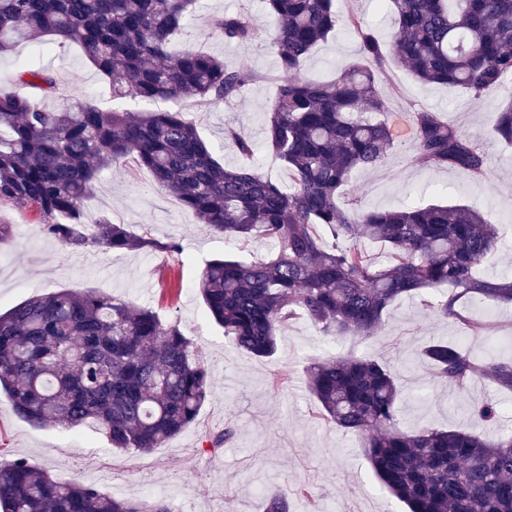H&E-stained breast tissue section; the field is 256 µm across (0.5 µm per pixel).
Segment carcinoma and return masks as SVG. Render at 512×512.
<instances>
[{
    "label": "carcinoma",
    "mask_w": 512,
    "mask_h": 512,
    "mask_svg": "<svg viewBox=\"0 0 512 512\" xmlns=\"http://www.w3.org/2000/svg\"><path fill=\"white\" fill-rule=\"evenodd\" d=\"M197 2L0 0V55L36 37H61L80 45L114 97L218 106L255 76L212 54L170 50ZM386 2L395 16L388 40L350 19L362 59L337 80L321 81L297 73L335 29V0H265L278 21L271 47L282 72L295 75L266 111L267 143L291 183L253 165L224 167L181 111L106 112L80 97L47 110L0 88V204L27 205L39 216V231L74 252L176 253L178 244L134 236L106 217L90 234L76 220L102 170L114 163L148 169L211 233L242 249L253 239L271 244L263 260L209 261L196 284L224 336L256 357L274 355L279 332L299 317L335 338L370 339L393 302L417 296L470 337L481 336L484 323L459 302L477 296L488 305L512 304V277L474 275L498 246L497 225L463 205L345 209L339 196L353 172L380 166L393 147L375 72L392 64L424 85L490 95L512 76V0ZM210 23L229 44L256 33L246 12ZM19 79L38 92L56 87L55 75L41 68ZM414 125L415 160L487 177V156L443 113L417 112ZM493 130L512 143V106L496 110ZM224 137L253 155L237 129L225 128ZM323 229L349 245H327ZM362 239L387 245V260L370 261ZM420 360L441 384L465 390L482 381L512 391V360L476 359L445 340L426 345ZM307 385L325 420L362 437L375 475L409 512H512V435L488 441L467 430L402 429L396 375L371 358L314 362ZM209 386L208 367L179 326L126 299L61 289L0 314V391L35 426L95 424L112 449L146 453L195 421ZM498 414L491 398L472 408L482 422ZM0 512L171 509L163 500L114 498L16 460L0 465ZM266 512H290L288 498L269 492Z\"/></svg>",
    "instance_id": "carcinoma-1"
}]
</instances>
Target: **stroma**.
I'll return each instance as SVG.
<instances>
[{"label":"stroma","instance_id":"obj_1","mask_svg":"<svg viewBox=\"0 0 512 512\" xmlns=\"http://www.w3.org/2000/svg\"><path fill=\"white\" fill-rule=\"evenodd\" d=\"M240 11L254 17L256 34L247 42L225 45L207 19ZM336 14L334 32L311 51L305 75L331 80L344 65L359 59L360 40L346 24L348 15L361 16L383 39L393 26L381 0H336ZM276 25L264 0H199L189 25L174 35V49H200L222 57L228 67L245 68L256 76L216 107L200 108L179 98L152 104L129 97L113 99L108 82L69 42L19 43L0 58V86L48 110L82 96L104 110L143 112L155 107L185 112L225 166L250 160L260 172L284 182L288 173L266 142L264 122L265 109L284 79L270 47ZM31 66L55 74V91L44 95L18 81V74ZM376 87L388 103L386 120L394 148L380 167L352 175L340 205L387 209L442 203L477 209L488 223L499 225L502 234L496 251L479 262V273L512 275V148L493 133V109L512 103V81L492 96L478 98L462 89L426 86L405 71L391 69L377 74ZM422 110L444 113L450 125L478 144L489 161V179L475 180L453 168L434 170L416 162L413 116ZM228 124L252 143V159H245L225 140ZM104 216L133 235L176 242L181 251L170 255L91 247L74 253L40 233L33 211L2 204L0 224L11 225L12 232L0 241V313L62 288L128 299L153 309L162 320L177 322L193 339L209 366L211 393L186 430L147 454L113 453L104 432L92 427L32 425L1 396V463L24 459L48 468L57 478L94 486L118 499L165 501L172 512H264L266 494L273 488L287 495L291 512H403V504L375 478L359 435L324 422L308 390L306 369L311 363L346 354L378 360L397 374L405 390L399 412L405 430L427 425L464 428L486 438L512 434L511 392L487 384L462 392L439 386L430 366L419 359L421 349L436 339L461 340L475 355L512 358V306L491 308L462 300V307L486 323L483 337L464 339L453 324L419 300L404 298L389 307L382 328L371 339H335L299 320L281 331L272 357L257 358L225 337L196 290L205 264L231 252V245L205 231L196 216L144 169L115 164L101 173L81 204L79 220L92 225ZM492 395L501 406L498 421L472 420L471 405ZM227 426L234 428V439L210 450L209 438ZM306 486L314 490L315 504L299 496V489Z\"/></svg>","mask_w":512,"mask_h":512}]
</instances>
